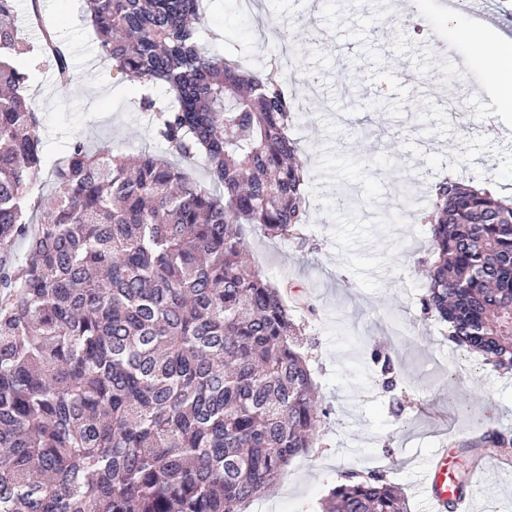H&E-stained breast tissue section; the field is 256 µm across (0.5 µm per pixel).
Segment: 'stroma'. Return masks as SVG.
<instances>
[{
  "mask_svg": "<svg viewBox=\"0 0 512 512\" xmlns=\"http://www.w3.org/2000/svg\"><path fill=\"white\" fill-rule=\"evenodd\" d=\"M70 55L61 88L51 61L30 62L29 94L41 120L45 163L75 140L101 150L157 155L140 91L102 58L82 0H40ZM204 0L201 27L215 51L259 69L279 47L256 27L305 28L292 43L298 108L290 131L306 164L311 221L301 239L272 238L249 224V265L288 291L319 402V433L247 512H320L330 488L353 473L383 475L402 488L408 512H433L418 484L434 449L466 478L473 512H512V447L473 448L485 429L512 435V373L457 348L423 315L422 262L431 249L422 221L442 178L474 180L512 196V112L488 133L491 77L471 59L467 18L493 17L512 36V0ZM462 102L461 111L449 106ZM410 186L413 202L398 193ZM380 346L400 383L384 392L365 359Z\"/></svg>",
  "mask_w": 512,
  "mask_h": 512,
  "instance_id": "35a3bbf8",
  "label": "stroma"
}]
</instances>
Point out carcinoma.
<instances>
[{
	"label": "carcinoma",
	"mask_w": 512,
	"mask_h": 512,
	"mask_svg": "<svg viewBox=\"0 0 512 512\" xmlns=\"http://www.w3.org/2000/svg\"><path fill=\"white\" fill-rule=\"evenodd\" d=\"M101 58L143 87L156 138L220 196L150 153L75 141L45 168L20 60L71 82L57 31L33 47L0 0V512H243L311 447L325 417L279 289L241 227L309 223L306 166L274 61L263 74L201 44L199 0H83ZM424 312L512 370V201L434 184ZM27 245L25 260L12 258ZM386 391L394 363L370 353ZM486 448L512 445L497 431ZM321 512H407L401 488L351 476Z\"/></svg>",
	"instance_id": "carcinoma-1"
}]
</instances>
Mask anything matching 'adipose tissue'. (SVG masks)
Masks as SVG:
<instances>
[{
    "mask_svg": "<svg viewBox=\"0 0 512 512\" xmlns=\"http://www.w3.org/2000/svg\"><path fill=\"white\" fill-rule=\"evenodd\" d=\"M476 48V58L489 70L495 89V105L512 108V37L501 34L490 24L473 19L464 29Z\"/></svg>",
    "mask_w": 512,
    "mask_h": 512,
    "instance_id": "adipose-tissue-1",
    "label": "adipose tissue"
}]
</instances>
